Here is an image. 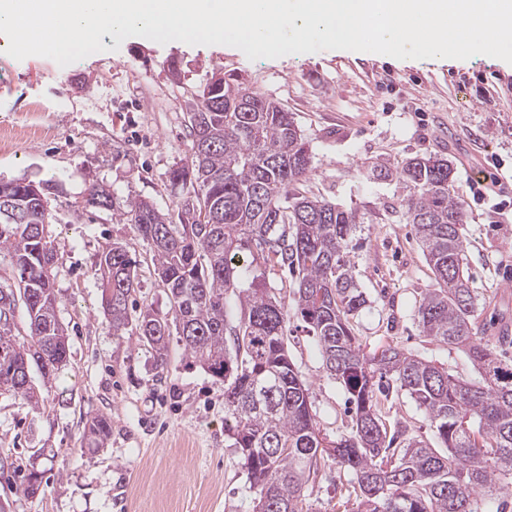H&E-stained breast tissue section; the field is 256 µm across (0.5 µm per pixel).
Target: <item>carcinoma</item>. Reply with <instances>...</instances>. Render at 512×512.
<instances>
[{"label":"carcinoma","instance_id":"carcinoma-1","mask_svg":"<svg viewBox=\"0 0 512 512\" xmlns=\"http://www.w3.org/2000/svg\"><path fill=\"white\" fill-rule=\"evenodd\" d=\"M189 154L169 180L183 195L177 214L148 200L112 219L131 224L151 251L154 275L170 309L144 306L135 330L168 365L170 337L186 356L224 381V420L244 461L255 512H308L305 487L321 465L347 468L357 512H480L478 498L512 485V364L484 337L485 322L465 262L464 213L452 162L416 156L391 166L374 163L367 179H390L401 189L406 223L414 226L434 275L416 308L423 336L462 350L479 373L456 377L430 361L388 346L362 352L352 319L366 305L349 244L366 213L301 189L312 171L310 142L292 113L237 78L212 80L188 103ZM10 190L19 221L0 223V253L14 278L0 282V317L25 307V337L0 323V390L37 404L30 377L36 365L48 379L67 365L68 336L59 321L47 241L49 212L42 188L18 182ZM261 256L243 254L249 243ZM273 273H297L296 313L315 337L329 376L355 407V429L331 440L312 415L309 387L288 354V308L252 276L258 260ZM95 271L113 331L129 325L127 301L138 285V262L114 243ZM239 314L224 308L228 294ZM412 398L441 447L410 437L395 447L379 395L383 380ZM478 423V430L472 423ZM112 434L103 414L89 417L95 446Z\"/></svg>","mask_w":512,"mask_h":512}]
</instances>
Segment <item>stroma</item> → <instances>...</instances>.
<instances>
[{
	"label": "stroma",
	"instance_id": "1",
	"mask_svg": "<svg viewBox=\"0 0 512 512\" xmlns=\"http://www.w3.org/2000/svg\"><path fill=\"white\" fill-rule=\"evenodd\" d=\"M218 73L241 76L292 112L312 148L311 191L367 212L369 223L350 244L368 299L353 319L365 354L391 344L451 374L477 376L464 353L420 333L415 310L434 275L402 217L396 183L364 180L362 164L375 159L395 164L438 154L452 161L478 311L512 328V204L489 210L468 190L471 169L487 168L494 155L512 179V64L485 55L398 60L348 50L252 61L233 47L134 36L62 71L42 56L16 60L0 44V126L34 117L50 130L22 149H0V181L24 179L47 190L53 288L70 346L51 383L32 371L39 404L0 391V512L254 510L243 461L224 429L223 382L191 363L175 339L167 369L155 368L134 327L113 331L94 271L103 248L123 244L142 265L130 310L150 304L168 311L148 245L132 225L113 221L112 211L139 200L163 210L179 205L182 192L168 175L191 144L187 104ZM93 184L106 189L111 207L88 204ZM287 343L321 431L350 434L349 395L326 373L314 336L293 313ZM94 413L112 423L100 448L84 437ZM383 416L387 427L435 440L406 394L393 395ZM32 470L42 484L29 497L18 475ZM350 477L334 463L322 466L305 489L309 512H355L344 498Z\"/></svg>",
	"mask_w": 512,
	"mask_h": 512
}]
</instances>
